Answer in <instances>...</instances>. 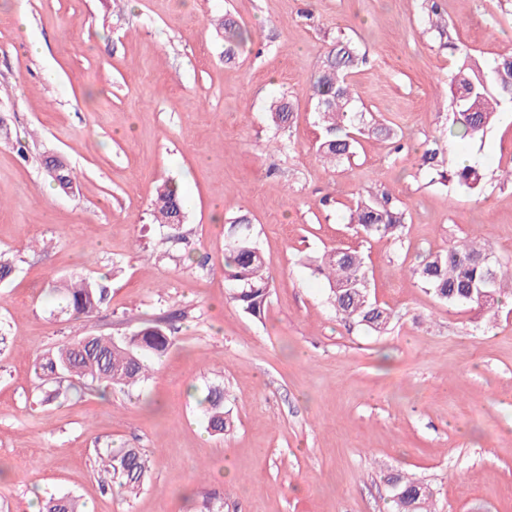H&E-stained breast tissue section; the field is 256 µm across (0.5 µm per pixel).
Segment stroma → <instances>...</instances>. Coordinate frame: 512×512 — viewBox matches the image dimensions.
<instances>
[{"label": "stroma", "instance_id": "obj_1", "mask_svg": "<svg viewBox=\"0 0 512 512\" xmlns=\"http://www.w3.org/2000/svg\"><path fill=\"white\" fill-rule=\"evenodd\" d=\"M453 44L427 30L422 0H0V512L73 496L87 512H390L386 475L434 492L437 512H512V298L496 312L439 302L414 277L457 240L512 256V104L483 140L448 129L439 87L453 45L483 64L512 54V0H442ZM251 37L234 62L213 17ZM367 62L358 104L402 130L403 150L366 134L350 164H324L309 79L339 31ZM294 116L270 147L267 108ZM439 140L441 167L484 173L480 194L451 192L420 170ZM78 174L54 190L42 165ZM175 182L185 219L175 240L154 224L156 187ZM400 201L399 241L346 221L367 191ZM248 215L275 283L262 318L227 300L224 235ZM360 250L378 303L376 334L342 321L326 283L302 264ZM105 282L92 317L64 314L60 278ZM180 313L179 330L132 391L48 390L37 356L87 333L123 336ZM224 389L235 427L207 432L198 404ZM140 449L150 481L122 498L101 488L99 451Z\"/></svg>", "mask_w": 512, "mask_h": 512}]
</instances>
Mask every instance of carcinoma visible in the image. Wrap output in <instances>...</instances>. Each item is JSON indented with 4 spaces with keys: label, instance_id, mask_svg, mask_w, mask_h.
<instances>
[{
    "label": "carcinoma",
    "instance_id": "1",
    "mask_svg": "<svg viewBox=\"0 0 512 512\" xmlns=\"http://www.w3.org/2000/svg\"><path fill=\"white\" fill-rule=\"evenodd\" d=\"M224 31V59H235L237 48L249 40L248 31L226 14L215 20ZM462 63L448 76L443 91L453 111L449 133L463 139L484 136L496 120L501 104L512 102V55L495 61L492 78L466 46L456 47ZM363 62L356 45L346 35L336 37L317 73L310 81L314 112L324 130L316 152L318 157L338 167L355 153L358 136L366 128L365 113L356 109L348 75ZM270 128L278 132L292 118V104L284 97L268 107ZM440 149L434 140L423 146L419 167L432 182L447 184L458 191L479 194L484 174L468 162L453 169L439 167ZM52 181L61 190L76 186L73 169L52 161ZM154 219L171 230L185 218L177 187L161 184L151 203ZM348 223L367 236L400 239L405 212L399 201L387 194L361 197L350 209ZM313 273L323 276L329 286L328 299L336 315L375 333L386 332L393 320L390 310L372 297L362 255L338 248L308 259ZM418 280L450 307L477 306L489 309L498 304V294L512 286V260H500L488 242L466 239L445 253L430 255L414 270ZM224 275L231 282L228 300L242 313L259 318L264 314L273 288L264 258L257 246L253 224L246 215L229 222L224 239ZM63 310L75 320L89 318L106 302L108 288L102 282L69 277L59 288ZM171 330L164 319L150 320L128 336L86 334L68 339L39 358L34 372L44 382L63 379L91 380L120 389H132L147 377L145 360L161 357L171 345ZM206 428L225 435L234 426L224 408V389L212 387L201 400ZM118 491L138 493L149 476V461L137 448H113L102 459ZM394 512H435L433 493L414 477L396 473L388 478ZM42 512H81L73 497H50L41 502Z\"/></svg>",
    "mask_w": 512,
    "mask_h": 512
}]
</instances>
